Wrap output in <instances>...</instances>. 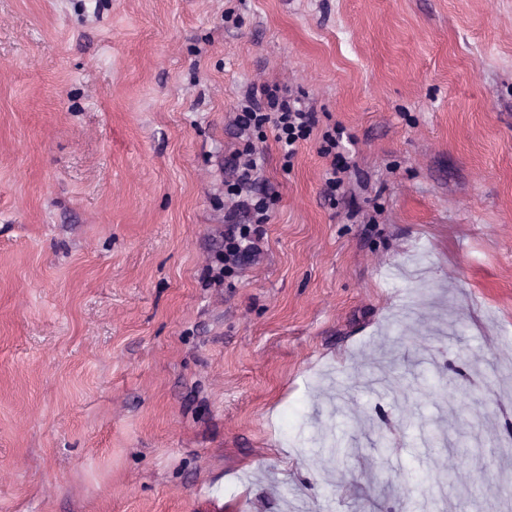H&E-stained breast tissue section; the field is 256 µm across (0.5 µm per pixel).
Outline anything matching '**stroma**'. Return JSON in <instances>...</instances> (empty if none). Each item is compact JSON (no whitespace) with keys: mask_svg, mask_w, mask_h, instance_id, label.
Returning <instances> with one entry per match:
<instances>
[{"mask_svg":"<svg viewBox=\"0 0 512 512\" xmlns=\"http://www.w3.org/2000/svg\"><path fill=\"white\" fill-rule=\"evenodd\" d=\"M254 82L352 167L217 284ZM505 365L512 0H0V512H498Z\"/></svg>","mask_w":512,"mask_h":512,"instance_id":"stroma-1","label":"stroma"}]
</instances>
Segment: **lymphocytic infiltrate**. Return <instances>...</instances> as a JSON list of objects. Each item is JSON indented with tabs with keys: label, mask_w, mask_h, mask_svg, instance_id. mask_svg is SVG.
Returning <instances> with one entry per match:
<instances>
[{
	"label": "lymphocytic infiltrate",
	"mask_w": 512,
	"mask_h": 512,
	"mask_svg": "<svg viewBox=\"0 0 512 512\" xmlns=\"http://www.w3.org/2000/svg\"><path fill=\"white\" fill-rule=\"evenodd\" d=\"M237 148L225 160L228 176L224 195L229 204L224 208V251L216 258L214 282H223L262 252L263 224L271 219L275 193L261 177L265 159L262 148L254 142L256 132L272 128L279 146L284 168H291L302 142L319 133L320 155L329 165L324 174V194L334 198L344 184L343 175L350 162L343 153L344 130L339 126L319 129L313 109L290 95L279 84L251 85L245 90L232 120Z\"/></svg>",
	"instance_id": "obj_1"
}]
</instances>
